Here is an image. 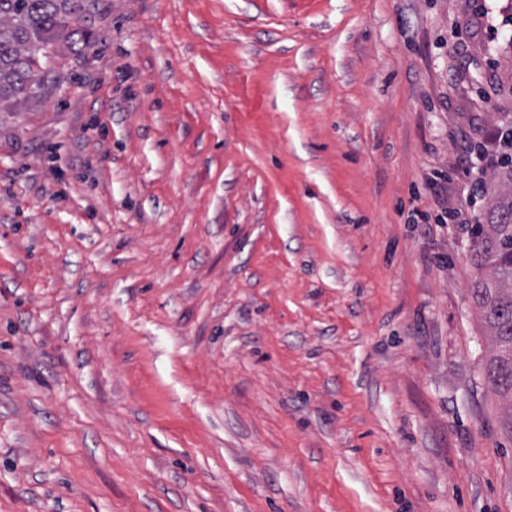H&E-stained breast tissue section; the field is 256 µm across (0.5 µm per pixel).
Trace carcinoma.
<instances>
[{"label": "carcinoma", "instance_id": "obj_1", "mask_svg": "<svg viewBox=\"0 0 512 512\" xmlns=\"http://www.w3.org/2000/svg\"><path fill=\"white\" fill-rule=\"evenodd\" d=\"M78 0H0V112L42 103L60 82L57 70L74 36H83ZM507 149L489 181L497 187L470 225V296L487 331L486 385L505 402L501 430L512 439V117L497 128Z\"/></svg>", "mask_w": 512, "mask_h": 512}]
</instances>
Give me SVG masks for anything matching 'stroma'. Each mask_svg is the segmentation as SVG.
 <instances>
[{
  "label": "stroma",
  "mask_w": 512,
  "mask_h": 512,
  "mask_svg": "<svg viewBox=\"0 0 512 512\" xmlns=\"http://www.w3.org/2000/svg\"><path fill=\"white\" fill-rule=\"evenodd\" d=\"M0 114V512H512L467 161L512 0H79Z\"/></svg>",
  "instance_id": "obj_1"
}]
</instances>
